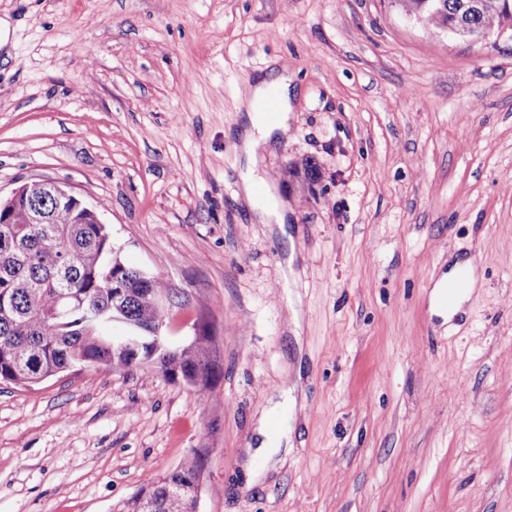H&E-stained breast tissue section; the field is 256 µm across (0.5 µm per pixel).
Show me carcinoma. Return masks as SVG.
Wrapping results in <instances>:
<instances>
[{"label": "carcinoma", "instance_id": "obj_1", "mask_svg": "<svg viewBox=\"0 0 512 512\" xmlns=\"http://www.w3.org/2000/svg\"><path fill=\"white\" fill-rule=\"evenodd\" d=\"M405 14L446 32L466 20L469 0H398ZM512 27V0H489L467 26L463 38L480 43L494 31ZM38 205L45 224L30 223V207L21 203L0 218V382L37 385L61 372L89 364L131 366L105 328L70 307L81 302L106 314L120 309L125 329L147 336L168 318L154 304L150 289L168 290L160 279L121 262L104 224L80 219V212L57 205L44 193ZM119 273L124 294L112 297V272ZM208 336L201 335L174 354L145 344L138 360L160 363L165 373L191 376L209 361ZM200 469L191 462L152 487L156 512H187V502L168 488Z\"/></svg>", "mask_w": 512, "mask_h": 512}]
</instances>
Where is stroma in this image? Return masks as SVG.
I'll return each mask as SVG.
<instances>
[{
  "mask_svg": "<svg viewBox=\"0 0 512 512\" xmlns=\"http://www.w3.org/2000/svg\"><path fill=\"white\" fill-rule=\"evenodd\" d=\"M0 19V197L66 183L179 292L167 335L206 332L219 368L206 388L149 365L0 382V512H136L199 455L198 512H512V30L471 43L395 0H0ZM276 64L291 130L257 169L282 229L254 219L236 136ZM470 256L478 287L443 321L433 287ZM288 380L287 460L248 483Z\"/></svg>",
  "mask_w": 512,
  "mask_h": 512,
  "instance_id": "stroma-1",
  "label": "stroma"
}]
</instances>
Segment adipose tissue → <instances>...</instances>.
Listing matches in <instances>:
<instances>
[{
  "instance_id": "obj_1",
  "label": "adipose tissue",
  "mask_w": 512,
  "mask_h": 512,
  "mask_svg": "<svg viewBox=\"0 0 512 512\" xmlns=\"http://www.w3.org/2000/svg\"><path fill=\"white\" fill-rule=\"evenodd\" d=\"M290 84L287 71L271 69L253 79L247 96L240 102L243 122L238 149L243 160L240 180L241 191L245 196L253 195L259 181L256 174L259 155L288 135L291 119ZM270 95L276 96L280 104L278 116L272 122L265 120L254 108L257 100Z\"/></svg>"
}]
</instances>
